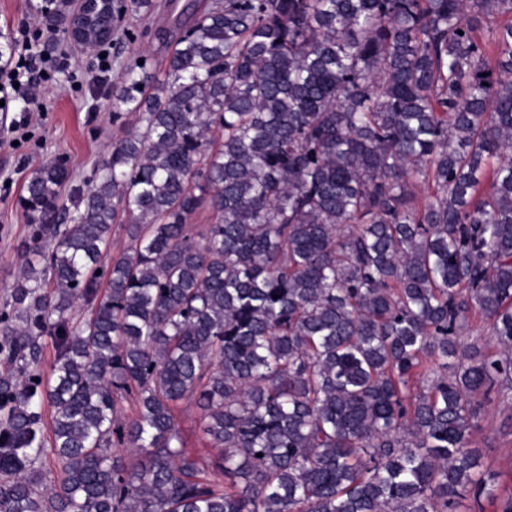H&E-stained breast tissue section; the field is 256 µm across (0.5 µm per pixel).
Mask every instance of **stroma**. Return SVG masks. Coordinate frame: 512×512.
Wrapping results in <instances>:
<instances>
[{
	"instance_id": "obj_1",
	"label": "stroma",
	"mask_w": 512,
	"mask_h": 512,
	"mask_svg": "<svg viewBox=\"0 0 512 512\" xmlns=\"http://www.w3.org/2000/svg\"><path fill=\"white\" fill-rule=\"evenodd\" d=\"M188 0H173L149 16L127 13L112 41V58L124 64L137 55L159 63L187 22ZM72 70L56 76L29 108L35 118L29 139L13 144L9 116L0 111V303L21 274L17 249L29 235V220L18 206L26 178L45 161L68 159L75 178L89 174L112 144L113 74H98L96 53L73 51ZM486 466L512 473V407L493 397L472 434Z\"/></svg>"
}]
</instances>
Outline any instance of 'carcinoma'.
<instances>
[{"mask_svg":"<svg viewBox=\"0 0 512 512\" xmlns=\"http://www.w3.org/2000/svg\"><path fill=\"white\" fill-rule=\"evenodd\" d=\"M157 8L42 25L90 51ZM112 108L87 180L17 200L0 512H512L470 447L512 382V0H207ZM464 344H477L486 350H494L496 345L487 322L479 317L471 319L470 328L462 335ZM177 421L187 448L196 449L203 454L211 451L205 446V438L201 431V411L195 407L180 406L176 411Z\"/></svg>","mask_w":512,"mask_h":512,"instance_id":"1","label":"carcinoma"}]
</instances>
